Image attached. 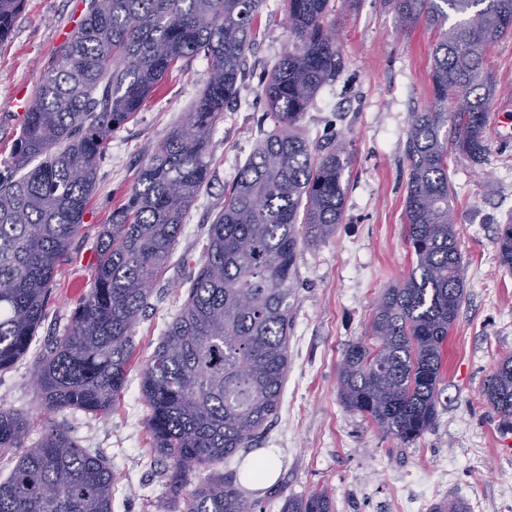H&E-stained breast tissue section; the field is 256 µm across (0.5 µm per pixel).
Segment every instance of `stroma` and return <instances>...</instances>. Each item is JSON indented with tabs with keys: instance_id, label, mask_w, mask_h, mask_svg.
<instances>
[{
	"instance_id": "stroma-1",
	"label": "stroma",
	"mask_w": 512,
	"mask_h": 512,
	"mask_svg": "<svg viewBox=\"0 0 512 512\" xmlns=\"http://www.w3.org/2000/svg\"><path fill=\"white\" fill-rule=\"evenodd\" d=\"M89 2L24 0L8 40L0 44V171L24 123L11 94L23 87L35 91ZM329 21L342 71L317 94L302 126L313 145L331 139L346 145L343 221L326 243L300 251L288 374L277 415L260 444L216 464L211 474L237 478L247 458L272 455L279 479L247 492L256 512H282L285 499L321 489L332 497L334 512H406L415 494L425 512L442 499L467 512H512V431L499 429L498 416L481 394L499 359L512 353V273L500 267L496 246L499 225L512 222V38L489 55L498 88L488 103L485 162L449 161L465 299L448 336L436 420L415 442L405 443L342 405L337 369L346 347L366 332L384 289L403 280L414 262L405 240V144L411 110L431 100L436 33L422 23L401 31L392 0H357L352 6L334 0ZM257 30L237 104L225 110L212 135L208 182L134 329L139 362L151 356L187 297L225 188L273 128L264 118L260 81L290 45L281 0H265ZM208 78L202 59L174 70L112 136L84 226L69 261L57 269L35 343L11 369L0 371V406L27 417L29 441L40 438L42 420L32 378L43 343L63 334L79 301L69 289L76 281L91 283L101 225L110 222L133 185L151 144L185 121ZM148 414L134 366L108 417L79 410L54 416L82 448L111 465L112 512H173L179 498L168 462L150 447Z\"/></svg>"
}]
</instances>
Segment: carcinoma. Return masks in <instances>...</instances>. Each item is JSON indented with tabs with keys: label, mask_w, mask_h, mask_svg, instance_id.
I'll use <instances>...</instances> for the list:
<instances>
[{
	"label": "carcinoma",
	"mask_w": 512,
	"mask_h": 512,
	"mask_svg": "<svg viewBox=\"0 0 512 512\" xmlns=\"http://www.w3.org/2000/svg\"><path fill=\"white\" fill-rule=\"evenodd\" d=\"M264 0H90L77 32L45 72L0 176V371L32 346L58 266L84 226L112 133L140 111L178 63L202 57L210 77L194 111L152 145L127 193L101 226L92 286L34 376L46 412L41 437L0 409V512H112V467L53 415L112 413L135 362L133 330L211 169L210 141L238 95ZM291 47L263 80L274 128L254 148L208 230L205 254L179 313L140 371L155 454L175 482L194 485L181 512H255L256 504L207 471L256 445L277 414L288 372L297 259L328 240L344 216L341 142L315 154L301 121L340 60L331 0H282ZM24 0H0V43ZM401 29L439 32L432 104L410 113L404 216L415 265L381 294L367 336L339 367L342 404L385 434L413 442L437 414L444 347L465 296L450 155L487 154V104L497 91L490 50L512 36V0H394ZM457 21L447 25L450 16ZM512 269V224L497 236ZM483 400L512 430V353L486 380ZM282 512H333L324 491Z\"/></svg>",
	"instance_id": "cac0c4a2"
}]
</instances>
